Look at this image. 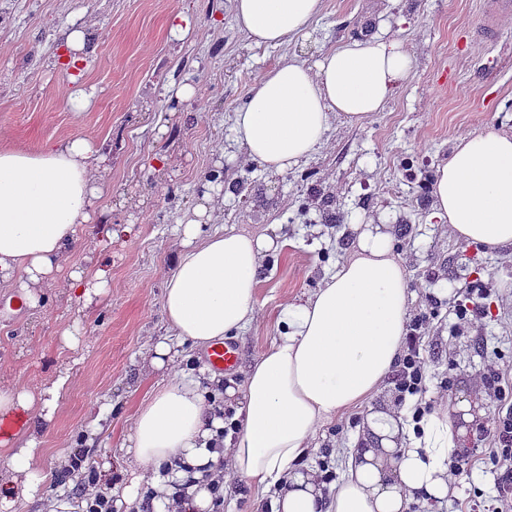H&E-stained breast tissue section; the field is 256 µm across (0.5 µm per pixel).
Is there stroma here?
I'll return each mask as SVG.
<instances>
[{"label":"stroma","instance_id":"obj_1","mask_svg":"<svg viewBox=\"0 0 512 512\" xmlns=\"http://www.w3.org/2000/svg\"><path fill=\"white\" fill-rule=\"evenodd\" d=\"M188 18L192 30L175 39L169 22ZM480 0H322L305 34L276 47L251 44L228 0H0V146L26 150L74 135L111 146L110 172L96 202L107 212L113 240L86 229V246L57 273L94 272L100 257L112 286L83 308L47 290L39 315L11 303L0 288V376L31 391L69 368L70 379L52 423L38 433L43 495H74L68 465L85 460L101 483L123 482L117 456L129 444L132 415L150 397L159 374L142 356L167 334L161 309L173 229L200 203L206 183L240 178L242 193H213L216 226L257 234L280 232L287 244L267 258L255 322L236 341L243 361L276 334L281 305L322 284L347 257L367 222L383 225L403 261L413 292L410 318L426 315L420 356L423 397L399 400L393 382L355 409L321 427L309 459L333 479L366 410L414 407L417 400L491 409L480 376L512 368V246L486 252L456 239L434 219L425 181L457 139L488 129L512 133V16L496 39L476 43ZM82 29L88 61L81 79L97 96L84 112L70 111L68 81L54 63L65 30ZM401 38L414 57L409 80L384 111L368 120L334 118L307 161L274 175L248 160L235 141L233 114L263 72L298 58L315 64L344 39ZM185 84L192 103L177 100ZM330 196L341 223H322L314 192ZM486 288L485 316L460 326L455 306L468 289ZM77 328L80 343L62 339ZM454 463L457 512H486L497 491L482 427Z\"/></svg>","mask_w":512,"mask_h":512}]
</instances>
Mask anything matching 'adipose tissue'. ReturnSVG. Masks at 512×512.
Masks as SVG:
<instances>
[{
    "instance_id": "adipose-tissue-1",
    "label": "adipose tissue",
    "mask_w": 512,
    "mask_h": 512,
    "mask_svg": "<svg viewBox=\"0 0 512 512\" xmlns=\"http://www.w3.org/2000/svg\"><path fill=\"white\" fill-rule=\"evenodd\" d=\"M234 20L256 46L305 33L321 0H230ZM414 69L402 39H350L315 65L291 59L262 74L233 116L247 157L273 174L299 166L320 146L332 119L364 121L382 111ZM109 158L102 145L72 136L35 151L0 147V288L29 309L53 287L60 262L94 223ZM436 219L458 240L491 249L512 246V133L460 138L430 185ZM212 213L197 206L177 225L179 248L161 309L172 341L149 350L153 371L172 377L136 412L123 463L130 479L117 512H138L150 485L159 512H209L211 485L245 483L262 495V512H410L416 500L449 503L450 464L460 451L467 402L457 415L439 409L421 423L377 411L346 468L323 489L303 459L315 432L381 391L400 358L412 293L390 235L367 224L345 260L301 301L283 306L278 334L243 371L242 384L201 365L182 372L188 347L204 348L255 319L258 285L280 237L237 231L203 234ZM69 379L59 370L31 392L0 382V512L35 500L45 480L35 465L36 421H52ZM227 396L231 420L220 414Z\"/></svg>"
}]
</instances>
